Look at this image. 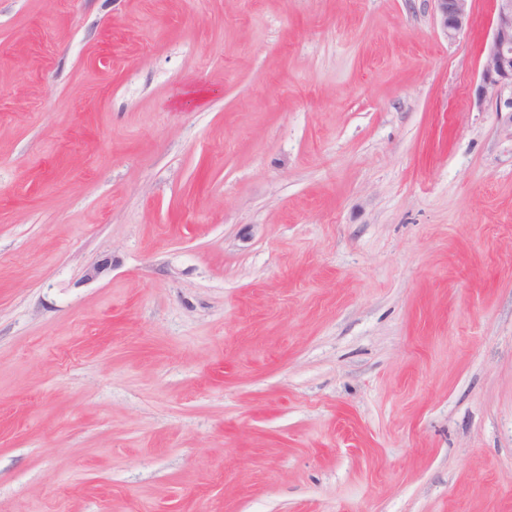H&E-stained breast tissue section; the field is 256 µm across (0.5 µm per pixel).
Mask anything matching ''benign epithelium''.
Wrapping results in <instances>:
<instances>
[{
	"mask_svg": "<svg viewBox=\"0 0 512 512\" xmlns=\"http://www.w3.org/2000/svg\"><path fill=\"white\" fill-rule=\"evenodd\" d=\"M434 18L450 41L470 29L473 0H433ZM481 69L474 87L478 104L512 113V0H492L490 35L479 48Z\"/></svg>",
	"mask_w": 512,
	"mask_h": 512,
	"instance_id": "benign-epithelium-1",
	"label": "benign epithelium"
}]
</instances>
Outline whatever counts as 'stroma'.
I'll use <instances>...</instances> for the list:
<instances>
[{
    "instance_id": "stroma-1",
    "label": "stroma",
    "mask_w": 512,
    "mask_h": 512,
    "mask_svg": "<svg viewBox=\"0 0 512 512\" xmlns=\"http://www.w3.org/2000/svg\"><path fill=\"white\" fill-rule=\"evenodd\" d=\"M472 8L0 0V512H512ZM434 18L442 34L450 41L470 29L473 22V0H432Z\"/></svg>"
}]
</instances>
